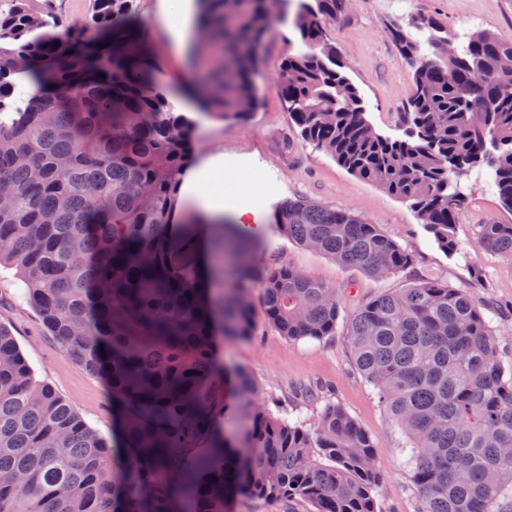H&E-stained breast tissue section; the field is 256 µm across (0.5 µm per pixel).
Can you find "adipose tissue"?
I'll return each instance as SVG.
<instances>
[{
  "instance_id": "ef3b65f1",
  "label": "adipose tissue",
  "mask_w": 512,
  "mask_h": 512,
  "mask_svg": "<svg viewBox=\"0 0 512 512\" xmlns=\"http://www.w3.org/2000/svg\"><path fill=\"white\" fill-rule=\"evenodd\" d=\"M224 171L223 157L203 159L197 169L185 176L181 184L183 195L187 196L194 211V219L199 227L220 222L225 211L243 216L245 205L235 199L224 196V183L220 179Z\"/></svg>"
}]
</instances>
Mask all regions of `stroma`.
Instances as JSON below:
<instances>
[{"mask_svg":"<svg viewBox=\"0 0 512 512\" xmlns=\"http://www.w3.org/2000/svg\"><path fill=\"white\" fill-rule=\"evenodd\" d=\"M162 0H131L130 17L151 49L157 85L178 114L192 122L195 158L223 156L234 171L225 192L239 195L248 208L242 223L229 231L243 233L256 244L250 256L259 269L289 263L338 290L340 314L334 335L321 340H289L265 318L260 296H253L251 335L222 336L217 360L221 368H245L262 387L261 405L276 417L313 426L327 403L342 406L369 437L381 478L376 512H418L420 499L410 477L405 441L357 371L351 349L353 314L374 296L433 278L472 294L499 340L504 366L512 365V261L480 246L482 224H512V213L499 206L495 189L480 166L460 181L464 204L455 226L459 249L444 253L409 204L384 188L356 177L335 159L304 141L291 122L278 76L289 49L298 43L291 23L275 22L260 53L255 76L258 105L244 120L184 107L183 92L198 79L190 65L191 40H177L167 29ZM425 15L445 31L489 30L512 39V0H344L325 27L336 43L345 71L359 88L367 118L376 132L402 136L401 112L411 91L410 67L387 36L392 24H407ZM304 198L325 207L360 215L413 257L406 270L386 278L337 263L277 233L270 222L273 208L288 199ZM480 269L482 287L472 285V269ZM0 324L13 333L37 381L50 385L69 401L86 423L107 439L115 437L112 395L101 379L90 376L46 336L26 303L14 269L0 266Z\"/></svg>","mask_w":512,"mask_h":512,"instance_id":"stroma-1","label":"stroma"}]
</instances>
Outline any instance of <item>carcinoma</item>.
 Returning <instances> with one entry per match:
<instances>
[{"mask_svg":"<svg viewBox=\"0 0 512 512\" xmlns=\"http://www.w3.org/2000/svg\"><path fill=\"white\" fill-rule=\"evenodd\" d=\"M0 12V263L16 268L25 300L64 355L103 379L122 447L34 378L0 324V512H226L230 498L291 499L310 512H375L372 445L340 406L318 425L273 418L258 382L232 372L242 426L215 436L219 333L248 336L251 296L290 340L334 334L336 289L291 264L263 273L248 243L214 240L238 265L211 288L188 227L171 236L192 122L155 85L148 50L127 23L130 0H93L78 28L36 5ZM194 45L200 107L244 118L258 103L254 74L277 18L272 0H199ZM342 0H299L301 47L279 88L303 140L349 173L410 203L445 253L464 197L462 176L485 164L512 211V39L489 31L451 58L399 25L388 33L411 68L404 137L377 133L324 22ZM105 74L100 78L99 74ZM278 232L375 277L411 255L378 225L310 200L273 212ZM481 246L512 260V224L482 225ZM356 369L406 437L419 512H502L512 499V369L504 368L481 306L465 291L422 280L353 315ZM206 448L201 456L191 449Z\"/></svg>","mask_w":512,"mask_h":512,"instance_id":"carcinoma-1","label":"carcinoma"}]
</instances>
